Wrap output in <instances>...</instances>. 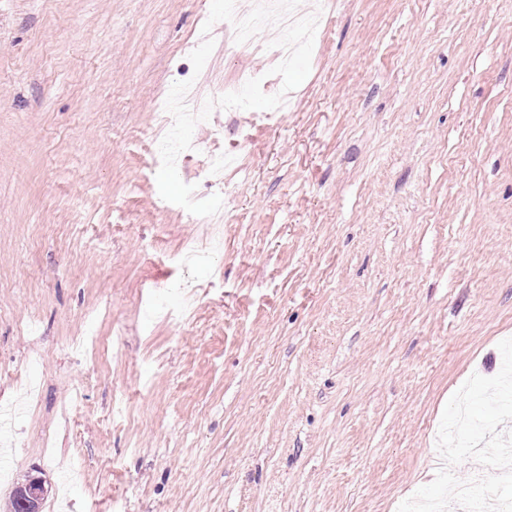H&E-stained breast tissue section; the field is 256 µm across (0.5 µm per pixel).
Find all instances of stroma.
Instances as JSON below:
<instances>
[{
	"instance_id": "35a3bbf8",
	"label": "stroma",
	"mask_w": 512,
	"mask_h": 512,
	"mask_svg": "<svg viewBox=\"0 0 512 512\" xmlns=\"http://www.w3.org/2000/svg\"><path fill=\"white\" fill-rule=\"evenodd\" d=\"M210 5L0 0V407L39 385L0 512L31 474L65 512H397L512 338V0H301L325 20L288 110H214L177 164L225 217L183 266L172 83L282 88L267 53L194 73Z\"/></svg>"
}]
</instances>
